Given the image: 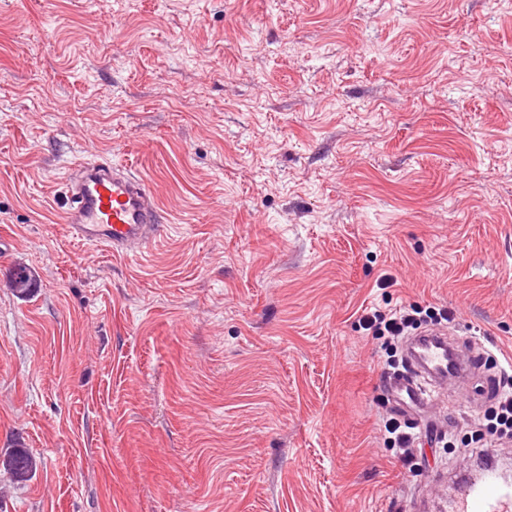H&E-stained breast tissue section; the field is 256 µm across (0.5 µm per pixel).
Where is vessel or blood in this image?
Wrapping results in <instances>:
<instances>
[{
	"instance_id": "b4317fda",
	"label": "vessel or blood",
	"mask_w": 512,
	"mask_h": 512,
	"mask_svg": "<svg viewBox=\"0 0 512 512\" xmlns=\"http://www.w3.org/2000/svg\"><path fill=\"white\" fill-rule=\"evenodd\" d=\"M63 215L75 239L124 255L151 240L161 222V211L146 183L105 159L79 163L66 184ZM446 335L422 333L408 348L412 373L393 376L389 386L425 404L433 392L420 388L416 375L427 373L445 380L471 370L473 355H449ZM453 512H512V481L504 480L497 466L481 470L457 498Z\"/></svg>"
}]
</instances>
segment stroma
Segmentation results:
<instances>
[{"label": "stroma", "instance_id": "obj_1", "mask_svg": "<svg viewBox=\"0 0 512 512\" xmlns=\"http://www.w3.org/2000/svg\"><path fill=\"white\" fill-rule=\"evenodd\" d=\"M93 158L167 218L137 254L63 222ZM410 304L495 381L512 0H0V512H448L493 399L398 411L359 320ZM407 428L412 429L396 419H388L384 422V430L388 435L387 440L391 445L393 444V447L404 449L413 442L412 434L407 431ZM1 463L19 482L28 480L37 468V459L28 448H14Z\"/></svg>", "mask_w": 512, "mask_h": 512}]
</instances>
